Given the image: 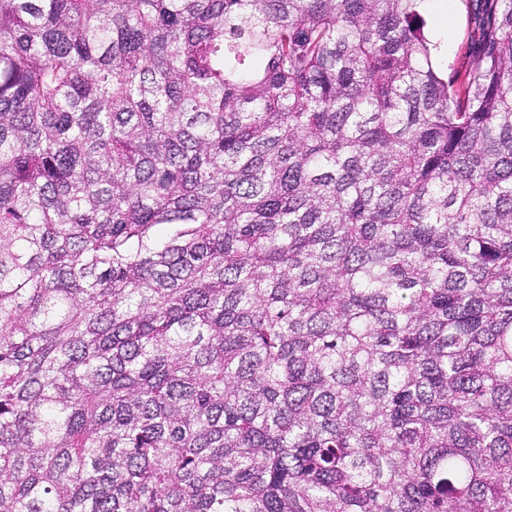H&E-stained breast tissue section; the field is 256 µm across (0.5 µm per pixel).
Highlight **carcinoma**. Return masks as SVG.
Here are the masks:
<instances>
[{
    "label": "carcinoma",
    "instance_id": "obj_1",
    "mask_svg": "<svg viewBox=\"0 0 512 512\" xmlns=\"http://www.w3.org/2000/svg\"><path fill=\"white\" fill-rule=\"evenodd\" d=\"M0 0V512H512V0ZM448 5L447 17L441 20L429 14L422 13L427 21V35L430 40L441 25L446 29L445 47L443 54H435L434 62L440 71L452 72L459 67L467 50V43L473 24L470 18L467 0H446ZM445 0H420L418 9L421 12H437L445 6Z\"/></svg>",
    "mask_w": 512,
    "mask_h": 512
}]
</instances>
